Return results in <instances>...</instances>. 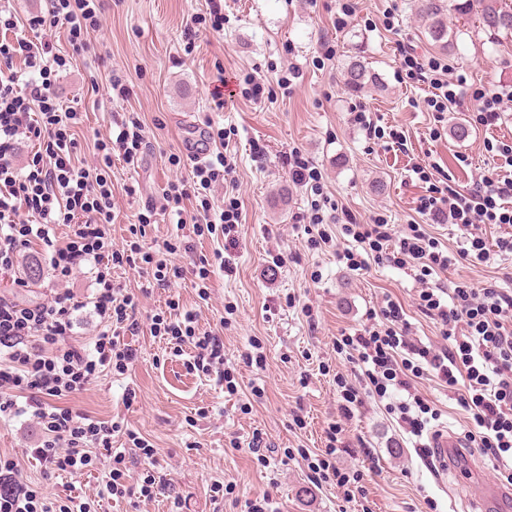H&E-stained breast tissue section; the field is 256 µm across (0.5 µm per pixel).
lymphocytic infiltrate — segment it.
<instances>
[{
  "label": "lymphocytic infiltrate",
  "instance_id": "f902f5d3",
  "mask_svg": "<svg viewBox=\"0 0 512 512\" xmlns=\"http://www.w3.org/2000/svg\"><path fill=\"white\" fill-rule=\"evenodd\" d=\"M102 23L103 0H49L46 11L36 15L19 13L13 0H0V28L14 34L12 40L0 41V272L33 261L40 246L47 253L52 283L45 299L34 304L0 295V420L28 417L41 430L28 455L46 470L71 475L92 467L99 449H111L118 432L144 459H153V445L136 431L74 412L59 401L86 390L101 375L126 374L137 358L124 338L139 329V299L114 284L113 270L136 271L151 288L168 287L182 276L181 268L166 260L177 252L175 242L166 240L153 248L135 231L121 245L112 242L117 218L112 159L135 164L149 150L143 121L134 114L118 121L117 135H97L95 163H79L74 129L82 121V104L63 103L53 88L54 70L67 64L54 47L53 34L64 32L73 54L79 55L88 50L91 34ZM401 65L409 79L433 88L426 105L437 122L430 134L439 136L444 112L458 102L462 76L435 56L408 53ZM24 139L36 141L37 149L23 175L15 158ZM485 148L503 159L508 173L482 178L466 192L448 187L417 201L419 214L447 220L462 231L465 245L455 257L423 225L411 223L400 232L381 214L372 223H359L328 195L321 172L300 149L288 155V174L293 184L310 191V207L302 217L309 249H322L338 234L348 246L336 259L351 271L368 270L374 262L416 271L421 284L418 306L435 322L442 339L435 347L415 344L402 303L386 296L371 312L369 324L337 339V350L348 353L378 397L400 394L397 420L414 437H422L440 417L420 396L421 381L436 380L456 391L471 420L461 448L487 457L503 483L512 486V292L468 282L447 288L433 280L457 257L487 264L512 254V234L491 244L482 234L484 225L512 223V142L489 141ZM233 172L229 157L213 152L192 165L189 178L169 183L160 202L137 214L138 223L171 216L191 225L197 236L217 235L225 249L236 248L241 224L237 199L228 198L218 210L210 202L212 193L236 188ZM189 199L196 202L190 210L185 207ZM57 224L71 229L61 243L50 235ZM87 267L95 274V288L82 301L69 282ZM87 307L101 325L88 346L75 338L76 314ZM167 307L168 314L152 317L151 335L190 344L195 367L231 382L219 334L200 330L198 312L178 300L168 299ZM336 384L341 419L351 417L363 402L361 390L341 376ZM340 421L326 429L324 457L307 464L314 485L331 481L342 489L350 483L349 472L334 462ZM19 473L18 460L0 456V479L6 484L0 490V512H91L90 503L71 497L52 506L19 481Z\"/></svg>",
  "mask_w": 512,
  "mask_h": 512
}]
</instances>
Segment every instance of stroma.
I'll return each instance as SVG.
<instances>
[{
    "label": "stroma",
    "mask_w": 512,
    "mask_h": 512,
    "mask_svg": "<svg viewBox=\"0 0 512 512\" xmlns=\"http://www.w3.org/2000/svg\"><path fill=\"white\" fill-rule=\"evenodd\" d=\"M352 22L339 31L333 25L336 0H224L223 34L208 33L188 44L184 29L192 16L206 14V0H107L105 22L95 33V50L59 72L56 86L66 100L86 108L79 130L81 155L93 158L94 132L108 133L115 118L138 113L146 125L151 149L137 165L112 163L114 200L120 210L112 240L121 243L128 227L148 203L160 200L170 181L187 176L182 140L191 123L223 128L236 165V195L241 203L242 235L235 252V275L215 272L210 299L199 303L191 283L199 257L213 256L223 242L214 237H184V251L173 257L183 278L172 291L156 288L141 298L140 329L126 336L138 360L128 374L105 376L86 391L64 398L74 410L100 419L119 418L146 437L157 450L153 471L174 492L186 498L185 512H209L212 483L224 484V512H248V503L268 493L281 512H475L480 486L500 483L493 464L469 457L465 470H438L424 448L403 433L385 399L365 394L352 419L337 410L336 375L359 381L357 367L337 353L341 332H353L367 322L381 297L398 298L412 325L414 339L439 344L432 320L416 304L419 284L413 271L375 265L357 274L336 261L335 246L309 250L298 217L310 207V196L293 186L286 157L301 149L321 171L339 206L361 222L376 214L392 224L425 223L417 200L432 187L452 186L465 192L500 166L484 148L489 139L512 141V112L496 125L475 124L476 89L512 86V34H493L476 17H449L456 34L447 59L466 79L467 93L447 112L440 137L424 109L427 85L411 82L399 65L400 49L417 55L435 54L433 41L412 10L411 0H356ZM392 8L394 30H385L383 12ZM335 51L325 58L322 42ZM360 57L379 78L353 92L339 79L349 58ZM302 75L291 95H282L275 80L288 64ZM125 71L126 99L107 101L92 90L89 69ZM270 83L261 99L235 94L216 109L211 96L219 80L239 82L253 71ZM365 107L380 126H399L405 146L369 138L350 121ZM472 122V133L456 139L457 121ZM263 158H255L254 147ZM179 157L180 165L169 162ZM434 166L429 182L414 174V166ZM427 223V222H426ZM282 264H274V257ZM441 283L492 281L512 289V256L491 265L453 262ZM183 304L199 306V326L223 325L224 365L237 385L224 384L190 370V350L175 352L150 334V317L163 309L168 294ZM311 304L306 318L289 297ZM259 343L265 368L247 366L242 357ZM137 398L126 403V387ZM261 395H253V387ZM442 417L439 429L461 433L466 414L454 391L426 381L420 387ZM341 421L344 452L337 465L364 475V499L346 501L336 486L315 487L298 451L324 453L328 422ZM260 434L268 446L265 459L234 447V440ZM24 481L44 496L73 495L84 501L97 497L102 468L71 477H46L39 462L23 464ZM98 498V497H97Z\"/></svg>",
    "instance_id": "35a3bbf8"
}]
</instances>
